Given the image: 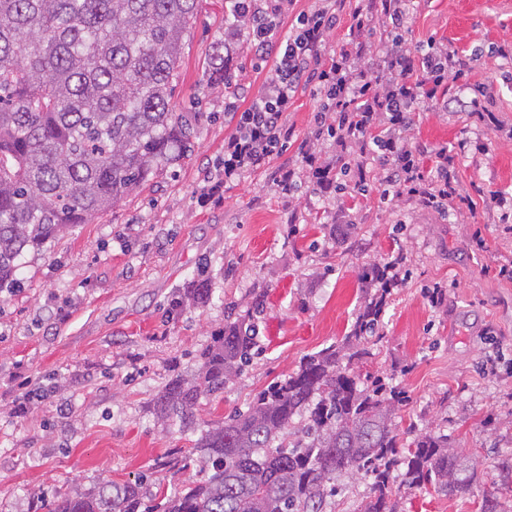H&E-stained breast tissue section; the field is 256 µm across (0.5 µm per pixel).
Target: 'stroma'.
<instances>
[{
    "mask_svg": "<svg viewBox=\"0 0 512 512\" xmlns=\"http://www.w3.org/2000/svg\"><path fill=\"white\" fill-rule=\"evenodd\" d=\"M225 0H199L184 39L171 105L197 112L191 155L126 196L92 224H79L20 261V288L0 293V512H49L57 494L142 479L148 504L196 467H184L192 436L162 428L150 412L176 373L192 372L229 314L259 307V353L222 393L205 396L197 428L245 408L301 359L340 340L363 304V267L404 254L402 284L387 297L372 359L360 374L390 378L404 399L394 422L450 435L476 462L481 483L463 499L432 489L402 491L398 512H480L483 496L512 512L494 456L512 453V258L496 195L512 194V0H413L412 46L436 40L465 62L461 85H489L482 115L421 111L414 140L448 145L466 201L442 215L377 192L337 196L310 178L283 193L276 176L298 166L321 101L298 90L290 136L260 169L215 196L224 141L235 131L224 88L211 85L206 56L224 35ZM229 67L241 103L265 73L247 41ZM487 140L490 151L475 149ZM352 209L357 232L336 243L337 207ZM484 246H477V239ZM215 275L211 301L171 312L203 260ZM445 291L431 305L434 285ZM36 391L25 417L11 412L19 383Z\"/></svg>",
    "mask_w": 512,
    "mask_h": 512,
    "instance_id": "stroma-1",
    "label": "stroma"
}]
</instances>
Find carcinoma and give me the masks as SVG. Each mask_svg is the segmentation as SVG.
<instances>
[{
    "mask_svg": "<svg viewBox=\"0 0 512 512\" xmlns=\"http://www.w3.org/2000/svg\"><path fill=\"white\" fill-rule=\"evenodd\" d=\"M198 0H0V292L17 287L19 258L75 224H90L187 158L200 113L171 109L183 41ZM209 75L230 84L224 40ZM212 295L201 270L190 302ZM384 294L364 301L339 345L307 355L247 409L194 440L201 477L163 512H330L341 479L371 478L359 512H397L401 490L429 486L463 498L470 458L429 431L401 443L399 393L380 376L360 383ZM255 313L226 320L190 375L172 377L153 414L195 432L201 396L224 391L252 361ZM50 512H153L141 484L105 483L54 497Z\"/></svg>",
    "mask_w": 512,
    "mask_h": 512,
    "instance_id": "carcinoma-1",
    "label": "carcinoma"
}]
</instances>
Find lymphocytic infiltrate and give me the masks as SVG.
<instances>
[{"label":"lymphocytic infiltrate","instance_id":"obj_1","mask_svg":"<svg viewBox=\"0 0 512 512\" xmlns=\"http://www.w3.org/2000/svg\"><path fill=\"white\" fill-rule=\"evenodd\" d=\"M232 20L225 42L247 31L255 58L269 62L261 87L245 108L228 103L236 131L224 143L223 179L209 180L208 194L219 192L223 181L264 165L287 136L286 112L295 92L314 86L324 104L314 115V138L329 135L334 154L305 151L303 168L317 186L328 185L330 171L362 173L376 163L380 200H408L427 209H453L460 197L452 166L454 154L445 146L412 141L409 132L423 108L477 112L485 94L473 86L472 97L449 96V79L459 78L462 64L447 48L413 56L406 35L411 0H354L349 12L347 41L331 58L322 50L339 18L332 0L299 13L289 31L282 18L293 0H232ZM390 33L379 67L368 64L376 27ZM431 158L429 172L420 161Z\"/></svg>","mask_w":512,"mask_h":512}]
</instances>
